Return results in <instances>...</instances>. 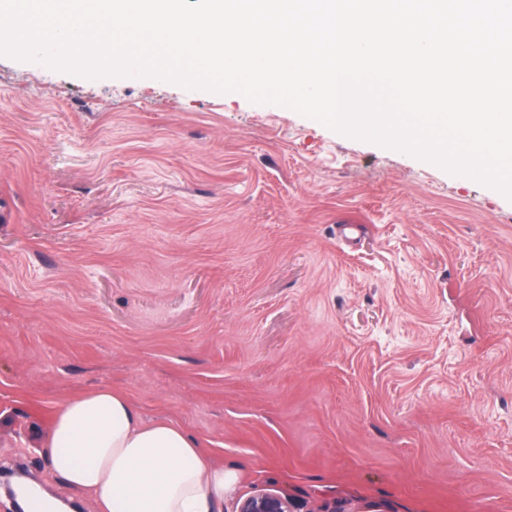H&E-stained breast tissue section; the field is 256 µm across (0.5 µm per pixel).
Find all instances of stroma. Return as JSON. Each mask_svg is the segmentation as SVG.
Returning a JSON list of instances; mask_svg holds the SVG:
<instances>
[{"label":"stroma","mask_w":512,"mask_h":512,"mask_svg":"<svg viewBox=\"0 0 512 512\" xmlns=\"http://www.w3.org/2000/svg\"><path fill=\"white\" fill-rule=\"evenodd\" d=\"M127 393L224 512H512V199L237 92L0 55V470ZM287 497L273 493H259L246 498L238 512H291Z\"/></svg>","instance_id":"1"}]
</instances>
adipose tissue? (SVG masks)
Returning a JSON list of instances; mask_svg holds the SVG:
<instances>
[{
    "label": "adipose tissue",
    "mask_w": 512,
    "mask_h": 512,
    "mask_svg": "<svg viewBox=\"0 0 512 512\" xmlns=\"http://www.w3.org/2000/svg\"><path fill=\"white\" fill-rule=\"evenodd\" d=\"M47 445L53 475L90 496L97 512H223L234 480L197 438L167 420L143 421L110 388L57 406Z\"/></svg>",
    "instance_id": "ef3b65f1"
}]
</instances>
